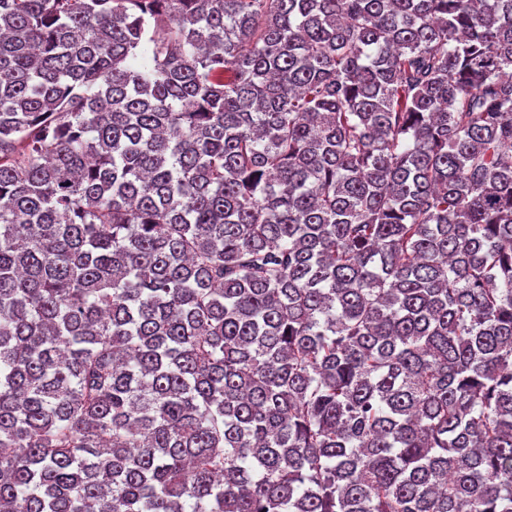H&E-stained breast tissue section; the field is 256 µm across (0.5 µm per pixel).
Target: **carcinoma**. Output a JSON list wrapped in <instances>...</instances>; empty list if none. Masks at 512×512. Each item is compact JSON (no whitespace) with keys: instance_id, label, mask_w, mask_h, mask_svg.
Here are the masks:
<instances>
[{"instance_id":"1","label":"carcinoma","mask_w":512,"mask_h":512,"mask_svg":"<svg viewBox=\"0 0 512 512\" xmlns=\"http://www.w3.org/2000/svg\"><path fill=\"white\" fill-rule=\"evenodd\" d=\"M0 512H512V0H0Z\"/></svg>"}]
</instances>
